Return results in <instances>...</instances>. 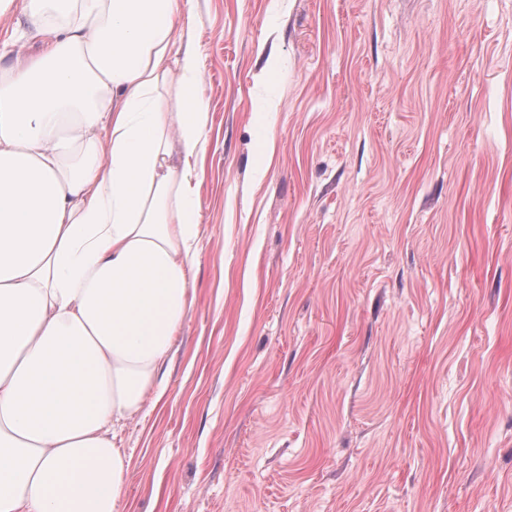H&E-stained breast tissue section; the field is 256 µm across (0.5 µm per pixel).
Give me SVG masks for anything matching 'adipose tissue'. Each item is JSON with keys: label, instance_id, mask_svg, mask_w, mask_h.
<instances>
[{"label": "adipose tissue", "instance_id": "obj_1", "mask_svg": "<svg viewBox=\"0 0 512 512\" xmlns=\"http://www.w3.org/2000/svg\"><path fill=\"white\" fill-rule=\"evenodd\" d=\"M193 2L0 0V512H122L117 432L194 302Z\"/></svg>", "mask_w": 512, "mask_h": 512}]
</instances>
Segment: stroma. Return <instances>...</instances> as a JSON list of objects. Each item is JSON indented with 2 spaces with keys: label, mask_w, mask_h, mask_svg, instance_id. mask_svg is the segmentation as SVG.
<instances>
[{
  "label": "stroma",
  "mask_w": 512,
  "mask_h": 512,
  "mask_svg": "<svg viewBox=\"0 0 512 512\" xmlns=\"http://www.w3.org/2000/svg\"><path fill=\"white\" fill-rule=\"evenodd\" d=\"M194 303L125 512H512V0H195Z\"/></svg>",
  "instance_id": "stroma-1"
}]
</instances>
